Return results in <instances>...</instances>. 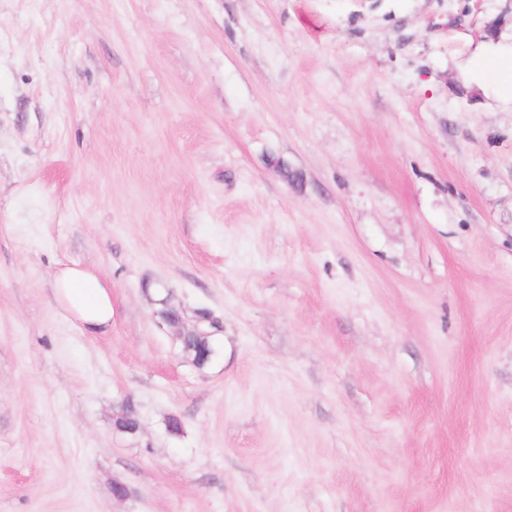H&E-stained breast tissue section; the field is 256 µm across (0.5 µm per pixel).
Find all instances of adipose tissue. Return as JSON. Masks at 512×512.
I'll return each mask as SVG.
<instances>
[{"label": "adipose tissue", "mask_w": 512, "mask_h": 512, "mask_svg": "<svg viewBox=\"0 0 512 512\" xmlns=\"http://www.w3.org/2000/svg\"><path fill=\"white\" fill-rule=\"evenodd\" d=\"M55 296L64 311L88 334L112 325V285L76 264L63 265L54 275Z\"/></svg>", "instance_id": "obj_1"}]
</instances>
